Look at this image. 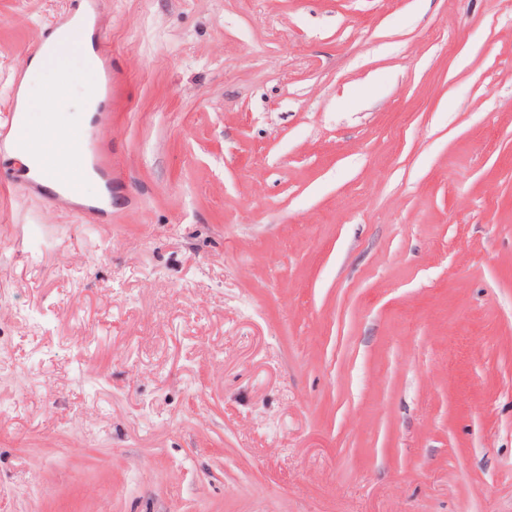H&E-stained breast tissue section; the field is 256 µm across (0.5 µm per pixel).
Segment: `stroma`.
<instances>
[{
  "instance_id": "35a3bbf8",
  "label": "stroma",
  "mask_w": 512,
  "mask_h": 512,
  "mask_svg": "<svg viewBox=\"0 0 512 512\" xmlns=\"http://www.w3.org/2000/svg\"><path fill=\"white\" fill-rule=\"evenodd\" d=\"M112 200L3 148L79 4ZM0 512H512V0H0Z\"/></svg>"
}]
</instances>
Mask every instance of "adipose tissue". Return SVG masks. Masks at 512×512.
Masks as SVG:
<instances>
[{
  "label": "adipose tissue",
  "mask_w": 512,
  "mask_h": 512,
  "mask_svg": "<svg viewBox=\"0 0 512 512\" xmlns=\"http://www.w3.org/2000/svg\"><path fill=\"white\" fill-rule=\"evenodd\" d=\"M95 24L96 18L92 13L77 10L45 41L43 53L30 59L20 86L18 109L24 113L28 124L49 127L58 147L52 152L36 154L28 150L20 138L7 140L6 152L23 166L61 165L63 156L68 153L72 131L85 127L92 112L96 111L99 96L92 42ZM73 56L78 57L79 66L71 70L61 94L51 97L36 89L34 82L37 77L60 73L62 64Z\"/></svg>",
  "instance_id": "ef3b65f1"
}]
</instances>
